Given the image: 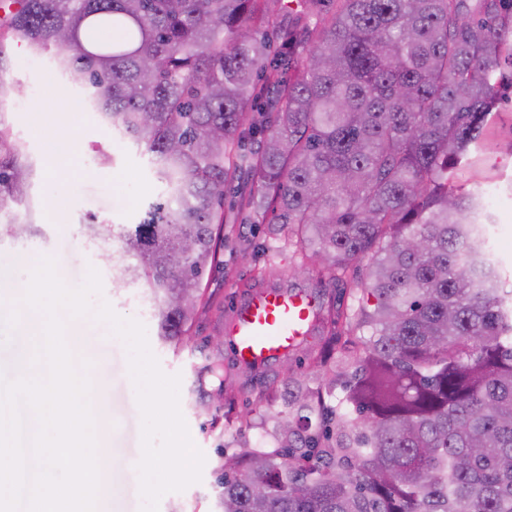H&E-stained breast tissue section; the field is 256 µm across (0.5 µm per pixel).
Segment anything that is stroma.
<instances>
[{"instance_id":"1","label":"stroma","mask_w":512,"mask_h":512,"mask_svg":"<svg viewBox=\"0 0 512 512\" xmlns=\"http://www.w3.org/2000/svg\"><path fill=\"white\" fill-rule=\"evenodd\" d=\"M4 50L12 66L0 75V119L11 127L33 166L29 204L10 201L5 208L21 217L34 206L41 216L38 234L0 239V270L25 279L42 257L50 256L61 279L74 287L83 282L88 268H96L103 292L92 297V306L105 301L119 316L143 320L130 290L115 287L100 251L89 248L82 226L89 222L139 223L148 202L165 198V186L153 178L147 158L102 122L99 113L88 105L86 92L56 73L54 51H45L36 64L28 65L22 46L9 41ZM498 109V116L485 127L468 162L458 169L457 183L462 190L478 187L486 193L495 217L492 251L504 280L512 283V93L502 97ZM63 132L68 138L62 142V157L54 167L47 146L59 140ZM101 152L111 156L109 165L86 166V158ZM241 181V188L224 194V244L207 289L212 307L200 312L194 322L196 351H177L163 345L153 334V321L144 320L150 348L162 371L181 377V412L192 441L205 456L200 482L164 495L159 512H213L222 453L237 452L242 441L255 447L270 444L274 417L287 409L280 399L274 407H265L259 399L263 388L280 389L299 377L309 389L321 386L294 355L245 376L235 372L234 354L228 349L224 352V376L203 372L208 353L205 340L224 331L215 307L239 303L247 294V285L255 284L257 268L269 261L282 269V286L315 293L324 305L344 311L361 303H375L363 289L368 282L364 264L355 266L360 288L352 294L339 284L327 282L318 287L293 275L294 244L264 238L269 215L243 204L244 195L257 189L251 169H243ZM64 322L75 360H90L88 376L93 388L107 390V418L97 421L96 436L112 466L107 470L106 490L98 496L99 512H141L143 499L136 469L141 457V413L129 376L126 347L112 335L108 324L93 316H68ZM34 343V337L0 325V373L16 378ZM222 397L233 400L234 408L215 424L210 413L200 411L199 406L217 405Z\"/></svg>"}]
</instances>
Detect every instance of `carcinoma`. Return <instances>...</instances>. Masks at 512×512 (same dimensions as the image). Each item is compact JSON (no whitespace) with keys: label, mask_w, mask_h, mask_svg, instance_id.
I'll return each mask as SVG.
<instances>
[{"label":"carcinoma","mask_w":512,"mask_h":512,"mask_svg":"<svg viewBox=\"0 0 512 512\" xmlns=\"http://www.w3.org/2000/svg\"><path fill=\"white\" fill-rule=\"evenodd\" d=\"M0 43L87 91L169 192L127 227L87 224L113 279L149 286L156 336L195 348L224 240V187L250 157L248 204L298 247L308 279L358 282L375 304L338 315L305 357L353 361L326 393L288 392L269 448L222 455L218 512H512V288L488 247L480 190L455 184L512 89V0H0ZM288 15V26L281 16ZM115 29L122 40L100 45ZM32 165L0 122V201ZM37 225L0 224L23 238ZM341 389L335 405L325 395ZM356 415L354 423L345 410Z\"/></svg>","instance_id":"carcinoma-1"}]
</instances>
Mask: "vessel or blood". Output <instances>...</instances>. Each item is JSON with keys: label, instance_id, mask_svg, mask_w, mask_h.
<instances>
[{"label": "vessel or blood", "instance_id": "b4317fda", "mask_svg": "<svg viewBox=\"0 0 512 512\" xmlns=\"http://www.w3.org/2000/svg\"><path fill=\"white\" fill-rule=\"evenodd\" d=\"M315 308L313 295L306 291L258 286L226 319L224 334L238 361L268 363L309 335Z\"/></svg>", "mask_w": 512, "mask_h": 512}]
</instances>
